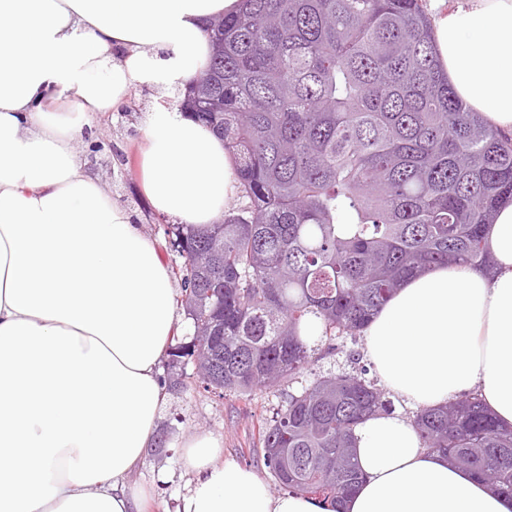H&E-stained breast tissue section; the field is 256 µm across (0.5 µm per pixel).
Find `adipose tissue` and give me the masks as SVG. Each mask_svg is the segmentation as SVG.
Instances as JSON below:
<instances>
[{"label": "adipose tissue", "instance_id": "1", "mask_svg": "<svg viewBox=\"0 0 512 512\" xmlns=\"http://www.w3.org/2000/svg\"><path fill=\"white\" fill-rule=\"evenodd\" d=\"M239 0H0V512H147L129 479L165 398L160 363L180 327L156 240L76 149L90 119L136 89L135 169L159 213L219 223L239 195L223 138L168 105L210 63L204 21ZM456 94L512 134V0H426ZM493 275L451 261L409 277L364 330L387 388L425 409L477 391L512 425V204L488 233ZM363 478L338 512H512V496L424 448L410 419L355 429ZM182 512H331L275 495L195 435Z\"/></svg>", "mask_w": 512, "mask_h": 512}]
</instances>
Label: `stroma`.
Wrapping results in <instances>:
<instances>
[{
	"label": "stroma",
	"mask_w": 512,
	"mask_h": 512,
	"mask_svg": "<svg viewBox=\"0 0 512 512\" xmlns=\"http://www.w3.org/2000/svg\"><path fill=\"white\" fill-rule=\"evenodd\" d=\"M86 131L111 140L119 153L115 160L105 155L96 160L104 189L138 217H146L150 206L137 190L135 174L137 146L144 136L141 121L128 123L117 114L109 119L98 117L90 121ZM288 392L285 385L257 389L248 396L229 393L221 397L200 389L167 390L158 421L161 440L146 449L132 483L150 488L154 512H178L195 479L185 469L182 443L197 433L221 440L225 459L253 468L273 494H280L263 459L258 425L285 405Z\"/></svg>",
	"instance_id": "1"
}]
</instances>
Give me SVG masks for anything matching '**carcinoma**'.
Here are the masks:
<instances>
[{
	"label": "carcinoma",
	"mask_w": 512,
	"mask_h": 512,
	"mask_svg": "<svg viewBox=\"0 0 512 512\" xmlns=\"http://www.w3.org/2000/svg\"><path fill=\"white\" fill-rule=\"evenodd\" d=\"M205 25L210 67L175 106L224 138L244 201L219 224L167 231L191 320L168 352L172 387L291 383L317 343L329 355L362 332L411 275L491 270L512 140L455 94L422 0H241ZM390 408L376 383L320 372L260 425L266 466L336 505L359 480L355 428ZM413 421L424 447L512 494V427L478 396Z\"/></svg>",
	"instance_id": "1"
}]
</instances>
